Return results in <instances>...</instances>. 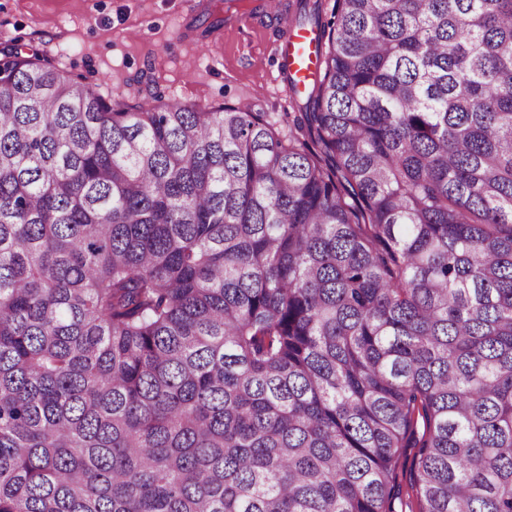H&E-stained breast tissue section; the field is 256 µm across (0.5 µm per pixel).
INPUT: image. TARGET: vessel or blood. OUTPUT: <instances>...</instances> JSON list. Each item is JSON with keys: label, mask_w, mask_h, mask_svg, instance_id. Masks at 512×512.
<instances>
[{"label": "vessel or blood", "mask_w": 512, "mask_h": 512, "mask_svg": "<svg viewBox=\"0 0 512 512\" xmlns=\"http://www.w3.org/2000/svg\"><path fill=\"white\" fill-rule=\"evenodd\" d=\"M316 36L307 29L285 31L275 46V59L281 72L286 75L287 93L303 90L318 72L315 54Z\"/></svg>", "instance_id": "obj_1"}]
</instances>
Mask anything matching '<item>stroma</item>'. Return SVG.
Returning a JSON list of instances; mask_svg holds the SVG:
<instances>
[{
  "instance_id": "35a3bbf8",
  "label": "stroma",
  "mask_w": 512,
  "mask_h": 512,
  "mask_svg": "<svg viewBox=\"0 0 512 512\" xmlns=\"http://www.w3.org/2000/svg\"><path fill=\"white\" fill-rule=\"evenodd\" d=\"M267 0H0V43L64 67L114 103H134L152 77L163 104H248L276 119L290 99L274 44L283 13ZM210 12L216 25L198 18Z\"/></svg>"
}]
</instances>
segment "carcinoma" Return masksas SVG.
Here are the masks:
<instances>
[{
  "label": "carcinoma",
  "mask_w": 512,
  "mask_h": 512,
  "mask_svg": "<svg viewBox=\"0 0 512 512\" xmlns=\"http://www.w3.org/2000/svg\"><path fill=\"white\" fill-rule=\"evenodd\" d=\"M261 112L0 43V512H512V0H295ZM414 448H405L400 457L398 468L396 470L395 484L399 488L398 498L395 500V510L397 512L417 511L416 499L410 489L409 474L411 468ZM410 494V498L409 495ZM412 503V509L406 506V503Z\"/></svg>",
  "instance_id": "cac0c4a2"
}]
</instances>
